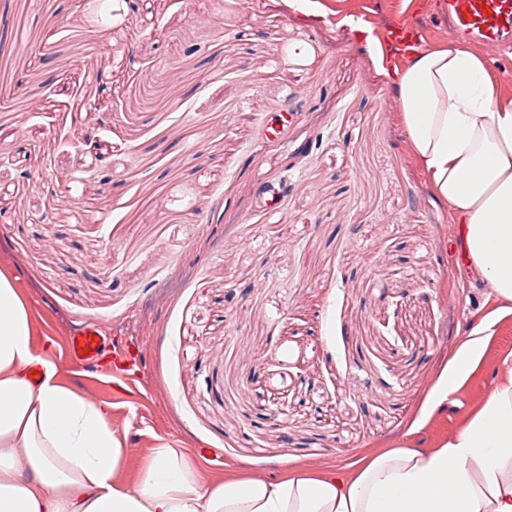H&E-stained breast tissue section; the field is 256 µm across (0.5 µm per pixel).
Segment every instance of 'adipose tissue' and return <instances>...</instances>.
<instances>
[{
	"label": "adipose tissue",
	"mask_w": 512,
	"mask_h": 512,
	"mask_svg": "<svg viewBox=\"0 0 512 512\" xmlns=\"http://www.w3.org/2000/svg\"><path fill=\"white\" fill-rule=\"evenodd\" d=\"M393 88L428 185L461 224L492 295L512 304V101L501 102L487 61L461 44L414 50ZM31 322L29 302L0 271V512H512V378L436 448L208 483L188 454L165 445L129 485L116 478L125 441L110 404L63 384L36 354ZM488 330L484 321L470 327L430 392L431 409L477 366Z\"/></svg>",
	"instance_id": "obj_1"
}]
</instances>
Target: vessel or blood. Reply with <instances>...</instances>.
<instances>
[{
	"instance_id": "1",
	"label": "vessel or blood",
	"mask_w": 512,
	"mask_h": 512,
	"mask_svg": "<svg viewBox=\"0 0 512 512\" xmlns=\"http://www.w3.org/2000/svg\"><path fill=\"white\" fill-rule=\"evenodd\" d=\"M436 15L449 38L494 47L512 43V0H439ZM103 344L98 327L86 325L72 332L67 356L76 364L97 361Z\"/></svg>"
}]
</instances>
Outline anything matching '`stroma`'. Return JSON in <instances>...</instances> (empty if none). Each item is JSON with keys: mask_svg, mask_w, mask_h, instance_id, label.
Instances as JSON below:
<instances>
[{"mask_svg": "<svg viewBox=\"0 0 512 512\" xmlns=\"http://www.w3.org/2000/svg\"><path fill=\"white\" fill-rule=\"evenodd\" d=\"M105 2L92 19L84 0H0V270L42 357L111 404L118 480L164 443L211 449L197 462L221 482L455 434L512 355V316L429 411L490 311L448 257L462 238L392 90L409 55L382 37L444 44L435 0ZM87 324L105 349L82 367L66 346ZM489 319L470 326L467 338L454 351L446 374L430 391V411H435L448 401V396L460 385L479 363L488 336Z\"/></svg>", "mask_w": 512, "mask_h": 512, "instance_id": "35a3bbf8", "label": "stroma"}]
</instances>
